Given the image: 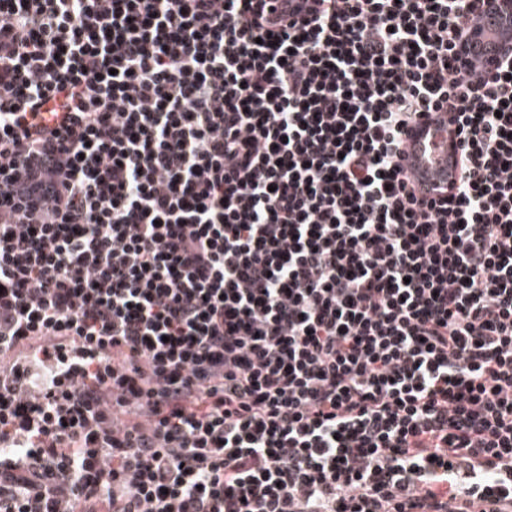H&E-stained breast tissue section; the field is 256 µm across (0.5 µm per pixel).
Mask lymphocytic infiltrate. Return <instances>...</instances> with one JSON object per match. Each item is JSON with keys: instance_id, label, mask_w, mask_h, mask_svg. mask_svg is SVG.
<instances>
[{"instance_id": "1", "label": "lymphocytic infiltrate", "mask_w": 512, "mask_h": 512, "mask_svg": "<svg viewBox=\"0 0 512 512\" xmlns=\"http://www.w3.org/2000/svg\"><path fill=\"white\" fill-rule=\"evenodd\" d=\"M482 11L0 0V512H512ZM436 112L463 173L428 195ZM406 155V173L419 188L438 194L458 186L461 152L444 117L433 115L417 126L407 141Z\"/></svg>"}]
</instances>
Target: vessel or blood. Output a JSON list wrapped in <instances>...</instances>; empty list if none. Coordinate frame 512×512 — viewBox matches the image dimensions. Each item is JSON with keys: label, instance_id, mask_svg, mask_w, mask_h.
I'll return each mask as SVG.
<instances>
[{"label": "vessel or blood", "instance_id": "obj_1", "mask_svg": "<svg viewBox=\"0 0 512 512\" xmlns=\"http://www.w3.org/2000/svg\"><path fill=\"white\" fill-rule=\"evenodd\" d=\"M471 65L481 67L502 49L512 46V16H478L466 34ZM406 172L414 184L437 194L458 186L462 175L461 152L447 120L432 116L416 127L406 147Z\"/></svg>", "mask_w": 512, "mask_h": 512}]
</instances>
